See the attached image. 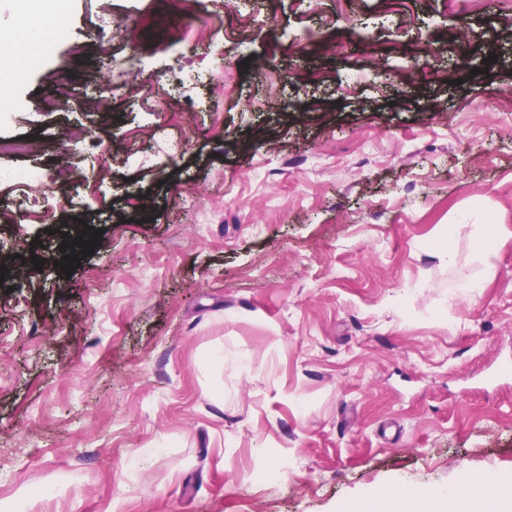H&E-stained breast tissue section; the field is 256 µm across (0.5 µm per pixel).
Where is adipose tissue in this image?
Returning a JSON list of instances; mask_svg holds the SVG:
<instances>
[{"label": "adipose tissue", "instance_id": "ef3b65f1", "mask_svg": "<svg viewBox=\"0 0 512 512\" xmlns=\"http://www.w3.org/2000/svg\"><path fill=\"white\" fill-rule=\"evenodd\" d=\"M60 0H18V10L27 17L26 26L0 28V74L14 70L25 44L38 43L43 28L59 14ZM470 474H461L448 490L423 492L407 499L403 512H464L465 492Z\"/></svg>", "mask_w": 512, "mask_h": 512}]
</instances>
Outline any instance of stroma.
Returning a JSON list of instances; mask_svg holds the SVG:
<instances>
[{
  "instance_id": "1",
  "label": "stroma",
  "mask_w": 512,
  "mask_h": 512,
  "mask_svg": "<svg viewBox=\"0 0 512 512\" xmlns=\"http://www.w3.org/2000/svg\"><path fill=\"white\" fill-rule=\"evenodd\" d=\"M62 14L66 37L0 80V140L37 144L0 167L89 185L68 211L54 188L42 224L0 182V260L43 262L0 285V512H339L385 490L377 512H400L512 473V234L483 264L455 227L478 201L512 231L505 0ZM86 217L84 257L63 242ZM472 483L469 473H463L448 491L435 490L416 494L404 503V512H464L465 492Z\"/></svg>"
}]
</instances>
